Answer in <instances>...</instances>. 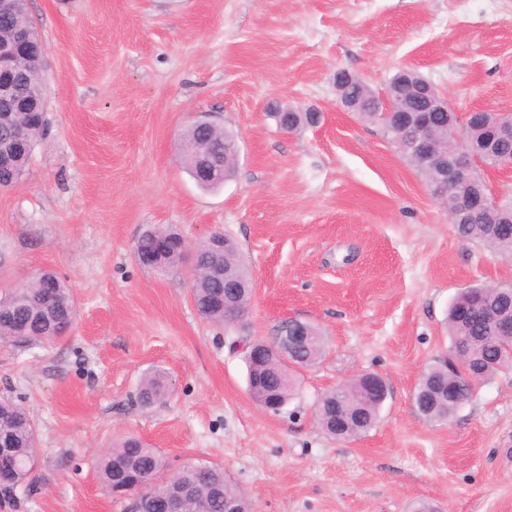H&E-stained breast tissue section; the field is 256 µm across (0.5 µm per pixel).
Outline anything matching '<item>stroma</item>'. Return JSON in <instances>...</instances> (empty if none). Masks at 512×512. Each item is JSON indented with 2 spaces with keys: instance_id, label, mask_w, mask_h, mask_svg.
Wrapping results in <instances>:
<instances>
[{
  "instance_id": "stroma-1",
  "label": "stroma",
  "mask_w": 512,
  "mask_h": 512,
  "mask_svg": "<svg viewBox=\"0 0 512 512\" xmlns=\"http://www.w3.org/2000/svg\"><path fill=\"white\" fill-rule=\"evenodd\" d=\"M45 44L48 125L26 175L0 189V290L50 270L74 290L63 340L0 347V396L39 436L40 485L18 512H132L97 463L132 434L169 469L205 460L255 512H512V367L447 422L413 402L445 355L463 288L512 287V258L456 233L424 177L380 127L344 111L350 72L384 89L401 69L460 111L512 113V0H28ZM319 124L279 130L273 106ZM232 130L234 175L199 188L180 135L198 116ZM190 241L220 230L252 279L248 327L203 320L191 267L160 277L134 245L152 225ZM297 319L325 354L279 413L246 383L242 342ZM168 393L136 401L142 375ZM373 372L388 386L376 426L327 437L313 405ZM166 375L159 369L147 371L141 378L137 388L136 398L143 407H150L165 396Z\"/></svg>"
}]
</instances>
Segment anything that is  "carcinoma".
Wrapping results in <instances>:
<instances>
[{
  "label": "carcinoma",
  "instance_id": "cac0c4a2",
  "mask_svg": "<svg viewBox=\"0 0 512 512\" xmlns=\"http://www.w3.org/2000/svg\"><path fill=\"white\" fill-rule=\"evenodd\" d=\"M0 34L33 27L23 0H6L0 4ZM343 94L362 119L377 123L400 155L414 162L409 143L417 136L414 114L393 112L387 116L373 111L379 93L356 76L344 83ZM44 83L32 81L22 88V95L40 107ZM277 126L285 123L308 125V113H269ZM429 145L438 153L454 151L455 143L448 135L449 123L456 121L450 112H430ZM497 118L490 114L474 117L468 127V138L482 153L484 164L494 167L512 161V137L497 133ZM19 125L28 127L31 146L42 136L47 118L41 112H14L0 115V144ZM232 132L212 123L191 124L183 134V160L193 180L202 188L214 189L224 184V177L234 173L237 160L224 150V140ZM460 237L485 244L497 256H512V209L488 212L474 210L455 222ZM223 247H200L193 258L190 295L198 314L205 320L224 325L243 321L250 302V278L243 265L237 244L223 233ZM182 237L170 227L161 225L147 229L137 240L134 254L138 263L154 272L179 273L186 257ZM512 317V288L491 291L486 310ZM76 304L72 287L53 273L35 275L27 282L0 293V345L29 347L65 337L72 328ZM313 341L296 352L293 362L300 367L316 364L324 355L325 341L315 327H310ZM447 356L427 366L420 377L416 396L417 414L426 421L445 422L458 407L456 401L469 402L477 386L508 366L512 358V335L495 336L486 325L485 310L472 305L469 293H460L448 310ZM275 342L255 341L245 351L248 366V390L256 403L273 400L288 403L297 388L292 374L296 370L280 364L274 351ZM368 375L363 373L325 394L314 407V416L329 436L342 440L356 438L372 429L378 419L380 405L367 399ZM166 375L159 369L147 371L141 378L136 398L150 407L165 396ZM12 418L0 420V434L11 440V464L19 473L20 484H0V506H13L18 493L37 490L39 476L37 431L24 408L11 399L0 400V414ZM163 458L133 436L113 446L100 461L103 483L119 496L132 488L138 494L139 512H163V501L170 491L182 484L191 487L187 512H224V501L237 499L240 512H251L250 499L240 487L224 475V469L197 461L167 474Z\"/></svg>",
  "mask_w": 512,
  "mask_h": 512
}]
</instances>
